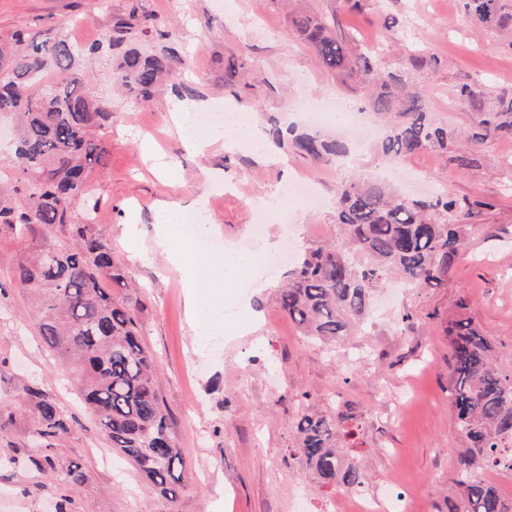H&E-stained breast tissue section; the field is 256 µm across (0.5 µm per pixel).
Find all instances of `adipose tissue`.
Returning a JSON list of instances; mask_svg holds the SVG:
<instances>
[{"mask_svg": "<svg viewBox=\"0 0 512 512\" xmlns=\"http://www.w3.org/2000/svg\"><path fill=\"white\" fill-rule=\"evenodd\" d=\"M170 114L178 137L187 151L202 152L207 146L221 142L231 147L234 136L222 130H212L206 140L200 141L190 131L195 113L206 111L205 102L194 99H172ZM202 199L189 203L158 201L154 204L156 224L154 243L165 253L168 262L180 270L186 282V306L190 325L197 339L199 351H206L209 337L227 331H245L258 321L253 308L254 297L264 290L263 282L249 283L246 290L238 285L253 264L254 252L242 244L225 245L223 253L213 259H204L197 253L184 233L179 217L188 210L199 212L198 230L211 234L215 226L203 213Z\"/></svg>", "mask_w": 512, "mask_h": 512, "instance_id": "obj_1", "label": "adipose tissue"}]
</instances>
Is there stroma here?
<instances>
[{
    "label": "stroma",
    "mask_w": 512,
    "mask_h": 512,
    "mask_svg": "<svg viewBox=\"0 0 512 512\" xmlns=\"http://www.w3.org/2000/svg\"><path fill=\"white\" fill-rule=\"evenodd\" d=\"M143 4L172 27V41L187 62L181 85L217 105L231 100L224 86V59L247 54L252 88L237 104L249 121L239 136L279 124L305 127L291 107L298 94L363 105L352 83L322 69L291 25L295 11L336 13L344 28L361 36L383 35L385 16L403 17L395 44L412 43L437 54V69L418 73L433 115L469 132L477 112L459 101L465 83L492 79L512 91V46L493 32L459 21L457 0H362L361 14L341 0H0V42L18 28L36 39L66 37L85 46L98 40L116 15ZM89 94L111 100L107 158L93 166L89 184L101 199L95 229L112 249L138 314L143 341L156 361L158 387L183 453L180 512H293L295 497L307 512H321L332 489L322 487L292 453L295 423L306 412L331 413L349 403L361 413L356 450L369 477L368 489L386 476L403 483L419 512H448L458 502L457 449L462 442L448 398L450 347L447 328L470 317L491 342L503 373L512 372V191L503 175L512 169V139L486 142L476 166L460 169L422 151L402 163L383 159L335 116L325 133L348 141L350 154L321 164L271 147L263 161L248 149L223 144L188 154L170 121L169 93L142 104L115 96L105 64L77 58ZM307 174L325 200L295 212L290 225L270 215L256 235L257 200L288 180ZM357 176H378L404 187L424 178L445 185L458 198L486 201L463 217L466 248L447 281L409 288L386 283L374 299L370 321L336 351L303 336L282 310L278 290L294 268L287 261L255 270L271 286L256 299L254 332L222 336L217 351L201 355L187 321L182 273L153 248V205L199 196L215 200L210 214L220 243H247L263 251L267 241L294 234L297 252L339 240L333 203L338 185ZM24 253L15 233L0 226V403L12 406L15 422L0 433V512H55L62 494L71 512H166L165 502L143 484L84 406L68 369L42 341L24 295L11 280ZM33 384L60 408L70 431L54 452L57 467L77 462L88 474L75 490L61 486L55 471L31 464L32 413L15 406L23 386Z\"/></svg>",
    "instance_id": "1"
}]
</instances>
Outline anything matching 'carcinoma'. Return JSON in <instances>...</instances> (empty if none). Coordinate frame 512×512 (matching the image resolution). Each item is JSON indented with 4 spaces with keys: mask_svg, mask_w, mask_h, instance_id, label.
Instances as JSON below:
<instances>
[{
    "mask_svg": "<svg viewBox=\"0 0 512 512\" xmlns=\"http://www.w3.org/2000/svg\"><path fill=\"white\" fill-rule=\"evenodd\" d=\"M459 2L463 23L505 30L512 47V0ZM291 22L318 64L359 85L373 111L386 119L378 145L383 156L402 161L430 150L471 167L474 149L493 138H512V94H497L485 83L458 88L457 96L480 115L463 152L456 129L432 118L412 81L415 73L440 64L437 55L406 46L396 65L387 68L368 50L350 48L356 37L337 29L334 14L305 11ZM139 34L151 39V50L134 42ZM13 41L11 49L0 46V115H14L19 125V186L8 194L0 189V224L31 243L18 263L15 287L31 300L40 336L69 366L112 447L166 501L167 512H179L175 471L182 453L140 334L139 303L125 293L123 273L93 228L99 199L87 186L88 170L105 158L103 136L112 109L86 91L66 38L38 42L19 29ZM86 53L105 59L113 87L141 101L150 100L164 79L176 76L174 65L183 63L166 24L137 7L114 18ZM247 66L243 55L226 58L224 85H238ZM266 135L275 145L289 142L320 162L346 153L341 141L317 130L298 133L274 126ZM78 203L82 218L75 224L71 217ZM462 211L447 194L413 199L371 179L342 182L336 189L335 223L344 243L306 253L280 290L282 309L304 335L340 342L353 334L373 294L391 277L412 288L445 280L465 246ZM448 336V392L465 441L455 477L460 500L449 512H512V500L484 477L487 469L512 471V375L500 372L491 343L471 319H454ZM17 402L32 408L30 436L40 458L31 463L39 470L55 468L51 450L68 432L67 418L32 385L19 391ZM352 420L357 414L348 406L330 415L305 413L296 424L294 452L324 487L354 492L368 483L358 455L345 452L354 447L350 439L356 433L345 427ZM58 480L72 489L83 485L87 474L70 463L58 469Z\"/></svg>",
    "mask_w": 512,
    "mask_h": 512,
    "instance_id": "1",
    "label": "carcinoma"
}]
</instances>
